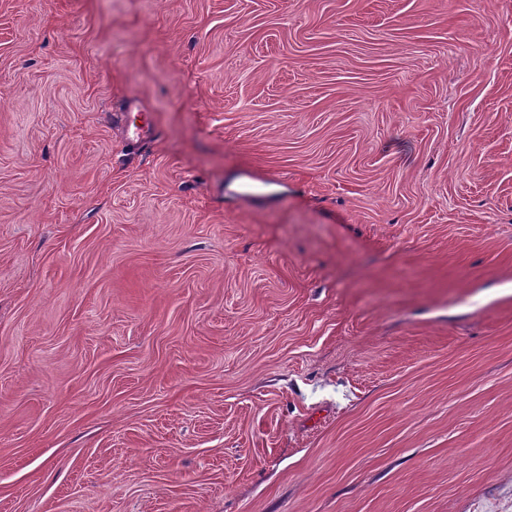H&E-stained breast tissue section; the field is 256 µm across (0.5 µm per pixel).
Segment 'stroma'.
Segmentation results:
<instances>
[{"label": "stroma", "mask_w": 512, "mask_h": 512, "mask_svg": "<svg viewBox=\"0 0 512 512\" xmlns=\"http://www.w3.org/2000/svg\"><path fill=\"white\" fill-rule=\"evenodd\" d=\"M0 512H512V0H0Z\"/></svg>", "instance_id": "35a3bbf8"}]
</instances>
